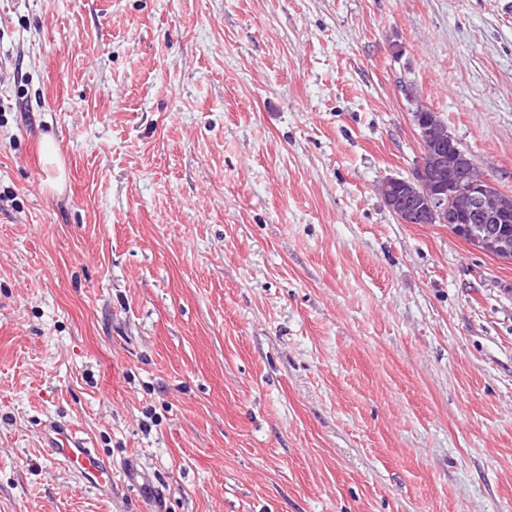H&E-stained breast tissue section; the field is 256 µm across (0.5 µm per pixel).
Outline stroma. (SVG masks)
<instances>
[{
  "label": "stroma",
  "mask_w": 512,
  "mask_h": 512,
  "mask_svg": "<svg viewBox=\"0 0 512 512\" xmlns=\"http://www.w3.org/2000/svg\"><path fill=\"white\" fill-rule=\"evenodd\" d=\"M416 100L512 194L503 0H0V512H512V263L375 189ZM54 457L76 469L83 480L98 490H112V468L94 448H86L84 443L61 435L50 442Z\"/></svg>",
  "instance_id": "35a3bbf8"
}]
</instances>
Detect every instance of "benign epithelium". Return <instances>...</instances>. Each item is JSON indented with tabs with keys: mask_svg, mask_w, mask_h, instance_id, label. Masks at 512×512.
Returning a JSON list of instances; mask_svg holds the SVG:
<instances>
[{
	"mask_svg": "<svg viewBox=\"0 0 512 512\" xmlns=\"http://www.w3.org/2000/svg\"><path fill=\"white\" fill-rule=\"evenodd\" d=\"M424 112L420 107L412 116L420 130L416 171L407 179H383L379 192L384 203L403 224L446 220L476 251L508 261L512 238L489 228L512 222L507 198L495 194L489 178L471 177L475 164L458 151L448 126L437 114L426 117Z\"/></svg>",
	"mask_w": 512,
	"mask_h": 512,
	"instance_id": "7a95c632",
	"label": "benign epithelium"
}]
</instances>
